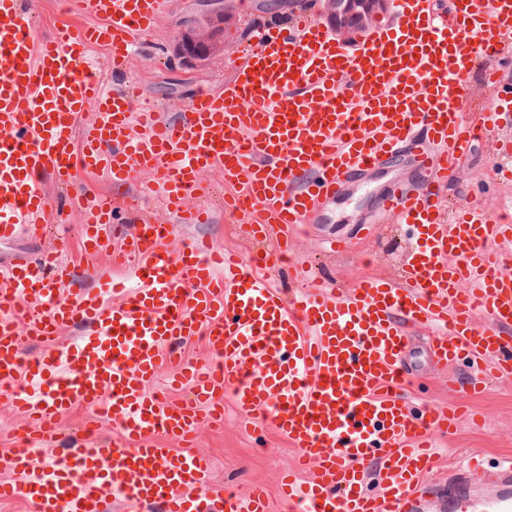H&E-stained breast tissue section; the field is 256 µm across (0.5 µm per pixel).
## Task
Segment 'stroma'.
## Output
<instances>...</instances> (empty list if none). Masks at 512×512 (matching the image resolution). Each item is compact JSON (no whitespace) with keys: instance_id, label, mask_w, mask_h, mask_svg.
Returning a JSON list of instances; mask_svg holds the SVG:
<instances>
[{"instance_id":"35a3bbf8","label":"stroma","mask_w":512,"mask_h":512,"mask_svg":"<svg viewBox=\"0 0 512 512\" xmlns=\"http://www.w3.org/2000/svg\"><path fill=\"white\" fill-rule=\"evenodd\" d=\"M237 9L233 23L224 35V48L208 59L194 65H180L175 53L176 42L186 29L188 20L215 10V0H168V7L155 30L142 37L133 59L123 75L135 82L146 100L159 107L166 119L178 120V107L184 106L200 89L218 90L232 74L231 63L236 52L247 47L250 21L260 15V0H235ZM91 19L70 10L65 0H34L32 27L38 36H56L90 25ZM497 158L487 143H479L476 153L464 162L455 184L449 189L451 204L469 202L497 216L512 211V184L496 183L489 171ZM416 172L406 161L379 168L367 177L350 181L344 195L332 203L320 218L294 230L271 227L264 242H257L248 224L229 221L224 217V174L213 170L205 175L211 187L209 196L200 199V206L210 209L212 218L207 224H180L175 228L174 243L204 238L214 247L249 253L258 248L274 250L288 243L300 259L318 262L325 280L346 286L362 278L393 272L407 249L399 225L386 218H375L377 194L400 179L414 178ZM81 182L96 193L110 197L113 205L121 207L129 221L107 228L112 246H120L133 233L134 220L145 215L169 219L164 203L148 190V178L136 175L124 185L112 184L106 174H81ZM48 191L53 199V211L61 219L51 222L47 237L41 245L21 240L0 246V258L21 259L37 255L40 250H58L61 262L73 266L78 277L77 287L99 289L104 278L127 279L128 267L114 264L110 253L91 255L84 251L81 241V211L71 200L69 188L55 179H48ZM331 236L356 239L355 251L343 258L324 253L320 241ZM429 336L417 332L407 354L412 372L409 391L416 405H445L451 402L465 406L470 413L480 414L482 426H472L460 418L452 436L441 439L438 446L436 482L448 479V466L477 452L485 457L486 466L499 460L512 459V381L489 382L484 390L468 393L463 385L469 376L468 362L454 369L441 371L428 360ZM195 446L212 462L211 489L223 492L232 488L247 492L261 485L275 493L282 471L287 470L298 455L288 440L272 429L248 430L232 402L224 404V427L216 430L200 422Z\"/></svg>"}]
</instances>
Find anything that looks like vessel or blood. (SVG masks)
Returning <instances> with one entry per match:
<instances>
[{
    "label": "vessel or blood",
    "instance_id": "obj_1",
    "mask_svg": "<svg viewBox=\"0 0 512 512\" xmlns=\"http://www.w3.org/2000/svg\"><path fill=\"white\" fill-rule=\"evenodd\" d=\"M76 4L97 25L38 38L22 0H0L1 243L43 237L48 175L72 185L84 172L116 184L144 174L180 223L205 224L209 212L190 200L216 168L235 188L226 214L247 216L257 239L274 224L313 222L343 196L349 175L399 152L423 179L394 183L377 201L411 243L395 274L346 291L308 284L297 261L300 287L281 295L265 275L271 256L244 258L199 240L174 251L171 225L149 217L121 250L137 287L113 284L121 297L113 305L101 289L61 296L74 273L53 256L11 262L0 273V401L27 422L19 447L0 456L15 476L0 482V500L23 496L36 512H105L119 494L161 512H270L263 489L213 493L211 463L194 450L199 422L223 426L229 399L244 425L272 426L298 449L279 486L288 512H512L511 460L488 470L472 456L449 467L447 487L431 482L435 441L452 433L459 408L416 416L399 391L416 327H438L436 363L466 357L477 374L472 391L484 375L512 378V221L441 207L485 135L465 116L471 71H481L501 131L491 147L512 157V84L503 79L512 0H454L448 16L435 0H391L388 20L352 41L306 13L258 21L223 90L194 94L177 121L133 87H105L87 64L101 45L113 70L126 68L166 0ZM87 112L92 121L79 126ZM76 199L85 250H108L111 200L88 188ZM72 324L90 335L59 345L60 328ZM200 333L209 360L184 361L178 344ZM27 337L44 346L28 360L20 355ZM166 368L191 399L170 401L157 388ZM76 405L90 412L87 445L38 464ZM105 421L118 441H99ZM371 477L379 492L369 491Z\"/></svg>",
    "mask_w": 512,
    "mask_h": 512
}]
</instances>
